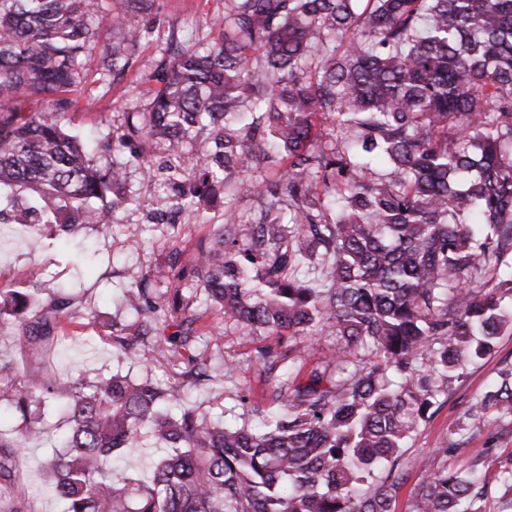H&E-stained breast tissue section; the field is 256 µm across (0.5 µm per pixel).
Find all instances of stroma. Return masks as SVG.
I'll return each instance as SVG.
<instances>
[{
	"instance_id": "1",
	"label": "stroma",
	"mask_w": 512,
	"mask_h": 512,
	"mask_svg": "<svg viewBox=\"0 0 512 512\" xmlns=\"http://www.w3.org/2000/svg\"><path fill=\"white\" fill-rule=\"evenodd\" d=\"M156 23L151 36L141 42L137 62L122 79L112 80L92 54L84 64V83L75 91L78 100L67 117L76 128L106 135L120 131L123 115L144 108L148 99L145 74L164 54L170 36L186 39L201 35L218 39L222 33L224 0H155ZM136 194L133 203L117 209L108 231L82 230L74 244H48L23 233L16 225L0 224V287L9 285L39 289L42 300L68 298L73 313L63 323L44 359L31 363L22 331L17 324L0 326V358L14 363L19 375L35 372L54 379H92L122 374L134 379L151 377L165 387H178L183 398L209 413L212 419L238 421L242 412L237 393L249 394L264 411H273V389L257 355L260 350L279 349L283 338L258 333L248 326H228L218 309H211L206 322L212 330L193 347L198 362L206 364L210 377L197 384L184 382L168 355L153 342L138 345L126 355L114 345L113 319L130 320L120 303L129 287V267L155 269L166 257L164 242L171 224L181 227V262L190 264L196 246L210 225L222 223L223 202H215L200 214L174 215L171 224L148 220V199L141 194L143 175L128 176ZM512 367V333L499 336L494 352L470 363L447 395L441 396L435 413L416 428L403 453V484L394 512H408L410 491L426 471L448 466L477 465L494 476L512 454V431L491 432L471 408L489 389L500 370ZM66 426L62 404H54L38 435L24 436V427L13 409H0V432L24 437L7 480L8 492L0 497V512H11L24 503L26 512H63V502L51 492L43 465Z\"/></svg>"
}]
</instances>
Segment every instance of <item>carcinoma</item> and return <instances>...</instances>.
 I'll return each instance as SVG.
<instances>
[{
	"label": "carcinoma",
	"instance_id": "cac0c4a2",
	"mask_svg": "<svg viewBox=\"0 0 512 512\" xmlns=\"http://www.w3.org/2000/svg\"><path fill=\"white\" fill-rule=\"evenodd\" d=\"M154 2L109 13L121 35L102 48L105 70L134 66L149 28L129 17ZM97 12L98 0H0V224L105 231L131 168L171 188L151 198L155 219L222 192L224 222L191 266L174 224L164 289L129 275L135 318L112 322L116 343L151 339L203 378L184 352L216 306L224 324L288 345L261 355L277 409L257 426L175 412L178 389L147 377L31 374L20 389L0 360V403L28 432L66 401L47 463L64 512H393L405 442L462 365L512 333V0H224V37L162 57L146 111L91 145L63 118L99 45ZM245 199L257 212L243 223ZM36 292L0 289L33 361L70 315L64 297L31 313ZM326 334L340 349L299 382L305 338ZM490 409L493 430L512 423V368L472 407ZM145 432L161 450L149 482L103 467ZM16 448L0 436V478ZM496 483V512H512V456ZM488 486L475 468L431 469L409 512H486Z\"/></svg>",
	"mask_w": 512,
	"mask_h": 512
}]
</instances>
